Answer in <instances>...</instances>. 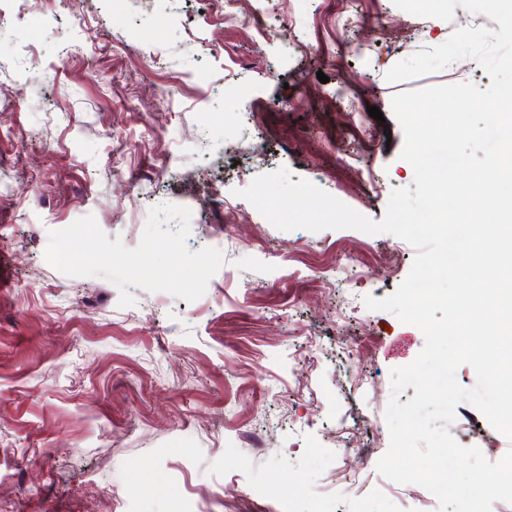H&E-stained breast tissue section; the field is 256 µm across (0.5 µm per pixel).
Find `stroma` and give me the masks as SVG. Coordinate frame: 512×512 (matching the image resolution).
I'll use <instances>...</instances> for the list:
<instances>
[{"instance_id":"35a3bbf8","label":"stroma","mask_w":512,"mask_h":512,"mask_svg":"<svg viewBox=\"0 0 512 512\" xmlns=\"http://www.w3.org/2000/svg\"><path fill=\"white\" fill-rule=\"evenodd\" d=\"M463 27L498 24L393 0H247L227 23L195 0H30L0 33V512H439L375 467L390 372L424 337L364 299L416 249L281 231L238 192L285 168L382 221L414 178L393 97L491 83L471 59L386 74ZM208 185L233 210L195 211ZM473 429L489 462L512 449L458 405L450 433ZM347 443L372 467L351 473Z\"/></svg>"}]
</instances>
